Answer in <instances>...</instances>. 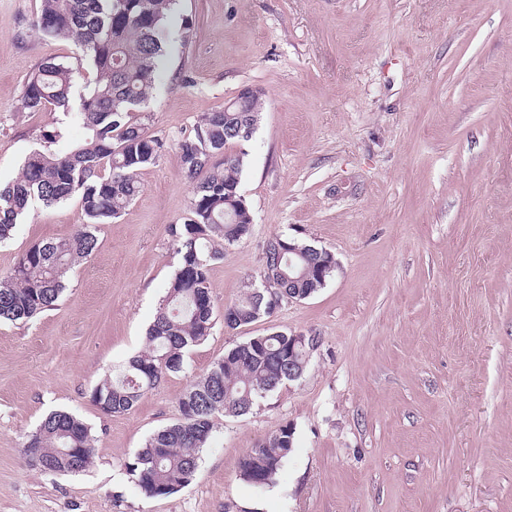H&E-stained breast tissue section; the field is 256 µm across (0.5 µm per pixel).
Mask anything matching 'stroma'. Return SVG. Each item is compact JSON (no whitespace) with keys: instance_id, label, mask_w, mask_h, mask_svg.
Instances as JSON below:
<instances>
[{"instance_id":"obj_1","label":"stroma","mask_w":512,"mask_h":512,"mask_svg":"<svg viewBox=\"0 0 512 512\" xmlns=\"http://www.w3.org/2000/svg\"><path fill=\"white\" fill-rule=\"evenodd\" d=\"M39 8L0 0L1 184L56 119L22 109L26 79L74 51L32 30ZM250 85L264 95L240 192L255 224L210 269L215 307L258 276L275 234L329 249L336 270L271 316L216 324L183 372L104 412L91 390L147 350L180 264L168 227L195 183L179 145ZM137 118L164 142L143 192L98 225L55 309L0 323V512H512V0H179ZM85 222L78 199L33 202L0 271ZM272 330L317 337L305 374L217 416L192 482L146 497L136 452L192 381ZM59 409L96 439L77 475L22 456ZM285 424L295 443L274 483L243 482L240 459Z\"/></svg>"}]
</instances>
